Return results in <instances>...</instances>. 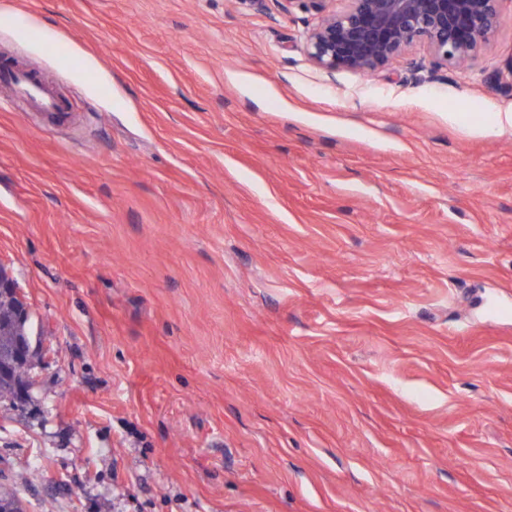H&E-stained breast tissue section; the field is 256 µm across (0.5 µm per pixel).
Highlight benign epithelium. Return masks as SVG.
<instances>
[{
  "label": "benign epithelium",
  "mask_w": 512,
  "mask_h": 512,
  "mask_svg": "<svg viewBox=\"0 0 512 512\" xmlns=\"http://www.w3.org/2000/svg\"><path fill=\"white\" fill-rule=\"evenodd\" d=\"M319 13L303 53L318 70L371 76L421 44L433 68L466 66L499 24V0H309Z\"/></svg>",
  "instance_id": "benign-epithelium-1"
}]
</instances>
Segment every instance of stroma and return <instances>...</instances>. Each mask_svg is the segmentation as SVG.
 <instances>
[{"label":"stroma","mask_w":512,"mask_h":512,"mask_svg":"<svg viewBox=\"0 0 512 512\" xmlns=\"http://www.w3.org/2000/svg\"><path fill=\"white\" fill-rule=\"evenodd\" d=\"M468 70L306 60L309 0H0V400L27 512H512V0ZM0 84L11 85L16 91L27 94L44 112H65L63 101L45 82L35 78L34 65H21L0 70ZM1 288L14 289L22 306L19 311V302L13 292L0 291V399L6 398L15 406H23L31 400V393L22 395L21 390L31 381L35 357L19 363L15 360L14 353L26 338L31 337L25 336L29 334L30 320L25 319L30 317V311L16 281L7 267L0 262Z\"/></svg>","instance_id":"stroma-1"}]
</instances>
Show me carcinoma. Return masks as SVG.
Here are the masks:
<instances>
[{
	"label": "carcinoma",
	"mask_w": 512,
	"mask_h": 512,
	"mask_svg": "<svg viewBox=\"0 0 512 512\" xmlns=\"http://www.w3.org/2000/svg\"><path fill=\"white\" fill-rule=\"evenodd\" d=\"M18 306L14 293L0 291V399L23 406L31 400V394L23 395L21 390L31 381L35 362L19 363L14 358L29 334V322L20 319ZM0 512H26L15 486L0 483Z\"/></svg>",
	"instance_id": "obj_1"
}]
</instances>
